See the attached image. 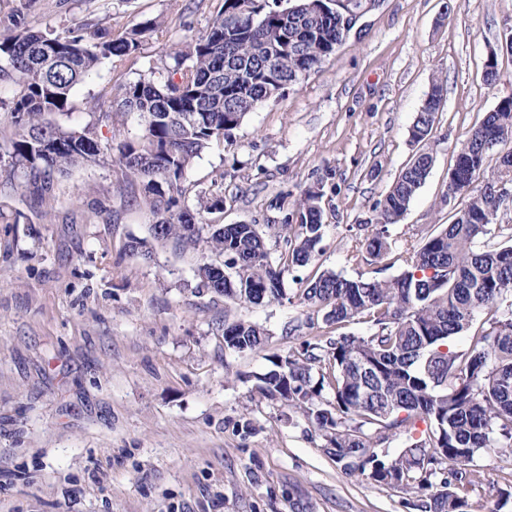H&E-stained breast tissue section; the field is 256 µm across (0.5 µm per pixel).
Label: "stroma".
Here are the masks:
<instances>
[{"label": "stroma", "mask_w": 512, "mask_h": 512, "mask_svg": "<svg viewBox=\"0 0 512 512\" xmlns=\"http://www.w3.org/2000/svg\"><path fill=\"white\" fill-rule=\"evenodd\" d=\"M223 3L36 0L27 23L43 31L108 21L118 35L156 23L134 62L102 65L52 124H94L101 81L161 67ZM510 26L512 0H381L319 69L193 161L182 180L187 204L224 200L207 224L264 225L279 216L271 202L325 184L334 211L323 251L285 272L279 302L245 305L199 288L206 243L155 240L142 184L119 179L111 160L67 167L47 204L18 176L0 194V512H414L410 495L345 475L308 418L263 398L257 377L289 344L336 333L305 325L296 276L376 271L349 264L346 249L370 235L437 79L434 164L389 241L397 250L447 223L456 145L512 97V53L499 47ZM134 240L150 261L129 255ZM240 318L266 329L262 350L225 351L224 324ZM473 465L477 512H512V457L486 449Z\"/></svg>", "instance_id": "35a3bbf8"}]
</instances>
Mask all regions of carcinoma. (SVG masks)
<instances>
[{"label":"carcinoma","mask_w":512,"mask_h":512,"mask_svg":"<svg viewBox=\"0 0 512 512\" xmlns=\"http://www.w3.org/2000/svg\"><path fill=\"white\" fill-rule=\"evenodd\" d=\"M33 0H19L3 14L0 32V85L12 87L8 101L15 131L0 154L3 184L19 173L41 180L51 192L52 174L77 163L112 157L121 175L144 183L145 204L158 240L209 244L222 261L197 267L201 286L243 304L280 301L283 274L312 263L323 238L326 191L309 189L265 224H204L185 204L181 180L210 146L231 137L247 113L276 98L319 68L343 42L342 18L302 5L287 22L267 0H224L205 33L187 40L163 64L138 80L107 81L93 95L104 108L98 121L116 126L118 117L137 113L144 133L137 140L99 138L96 127L62 130L46 116L69 110L73 91L100 66L136 56L148 20L138 29L112 34V23L79 24L43 32L22 25ZM443 86L433 82L409 136L415 152L377 202V229L347 251L355 266L397 264L387 279L347 278L324 270L300 278L301 303L336 335L288 346L259 377V393L288 403L305 415L325 441L324 452L347 475L421 495V512H473L470 499L479 484L472 468L481 448H506L512 455V244L491 242L511 230L498 215L512 205L480 180L486 160L512 141V98L499 102L466 132L456 149L446 197L466 198L452 220L439 224L419 243L400 253L387 240L426 181L433 163L429 140ZM283 240L278 265L269 261L266 238ZM486 311L484 321L477 313ZM369 334L341 331L354 322ZM457 337L467 340L462 350ZM268 339L259 325L238 319L224 324V349L255 352ZM330 394L327 400L324 394ZM427 423L417 431L415 422ZM407 445L389 457L386 445L400 433Z\"/></svg>","instance_id":"obj_1"}]
</instances>
